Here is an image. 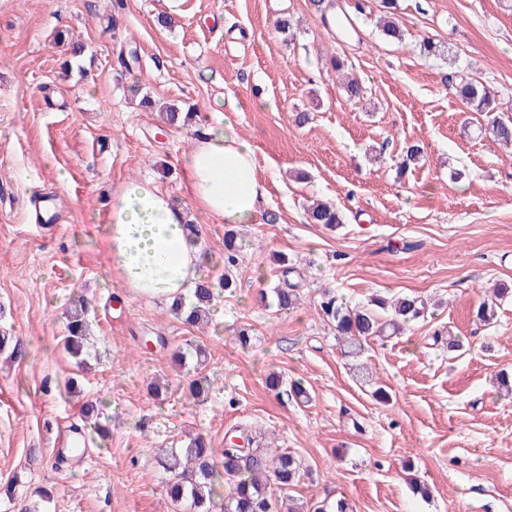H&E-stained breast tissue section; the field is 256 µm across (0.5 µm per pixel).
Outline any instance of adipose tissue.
<instances>
[{"mask_svg": "<svg viewBox=\"0 0 512 512\" xmlns=\"http://www.w3.org/2000/svg\"><path fill=\"white\" fill-rule=\"evenodd\" d=\"M188 190L202 214L224 224L252 223L266 201L254 150L223 113L182 158ZM190 215L152 181L125 183L114 196L104 243L112 275L138 297L167 302L190 294L204 260Z\"/></svg>", "mask_w": 512, "mask_h": 512, "instance_id": "1", "label": "adipose tissue"}]
</instances>
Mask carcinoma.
Instances as JSON below:
<instances>
[{
    "instance_id": "cac0c4a2",
    "label": "carcinoma",
    "mask_w": 512,
    "mask_h": 512,
    "mask_svg": "<svg viewBox=\"0 0 512 512\" xmlns=\"http://www.w3.org/2000/svg\"><path fill=\"white\" fill-rule=\"evenodd\" d=\"M457 96L468 112L488 116L486 132L500 145L512 146V121L497 116L503 111L496 95L483 83L466 81L456 89ZM308 219L313 224L335 225L342 223L337 209L328 202L316 201L307 208ZM224 278L214 284L209 280L199 284L189 303L179 301L172 312L179 316L187 311L184 322L198 324L208 317L215 300V287L226 291L233 285L230 267L236 263V238L227 233L224 237ZM512 293L509 288H496L494 299L483 300L476 309V317L491 323L497 314V301ZM296 285L273 289L272 300L281 310H288L299 301ZM320 308L333 323L344 356L355 359L361 356L373 337L392 335L403 324L424 316L426 305L417 297L398 298L388 302L376 297L366 304L351 305L326 289ZM90 322L84 301L73 302L66 313L64 346L72 357L85 361L89 355L88 335ZM204 350L196 345L192 350H180L175 360L186 364L196 359V378L189 383L190 393L199 396L208 389L210 378L202 373ZM86 414L95 417L94 433L105 438L110 425L99 417L95 405H86ZM168 473L165 491L177 510L186 512H276L275 500L293 487L301 477L302 463L294 455L277 448H253L251 442L238 444L231 440L222 448H212L197 436L185 448H173L160 460ZM229 493H224V485Z\"/></svg>"
}]
</instances>
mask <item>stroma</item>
<instances>
[{"label":"stroma","instance_id":"obj_1","mask_svg":"<svg viewBox=\"0 0 512 512\" xmlns=\"http://www.w3.org/2000/svg\"><path fill=\"white\" fill-rule=\"evenodd\" d=\"M116 1L0 0V512L43 492L42 512H172L157 458L192 434L214 448L247 435L296 454L305 474L289 495L305 512L341 496L354 512H512V396L497 383L512 373V302L493 323L474 316L492 285L512 284V148L456 96L473 79L512 103V0H397L400 43L382 40L377 0H339L358 28L350 40L313 0ZM161 13L172 25H158ZM60 30L84 44L69 74ZM425 38L435 54L421 52ZM338 57L364 99H348ZM136 83L193 108L196 125L229 115L268 191L254 222L234 228L235 284L200 328L122 288L101 246L128 180L192 202L181 161L195 125L137 106ZM412 144L424 155L402 168ZM43 189L57 194L64 223L31 220L28 198ZM314 197L335 204L342 224L308 223ZM195 222L209 256L202 275L218 280L226 227ZM280 254L301 293L290 310L259 301L282 277ZM327 288L352 302L416 295L431 305L370 341L362 360L373 384L348 369L319 307ZM80 296L95 335L81 370L63 348V312ZM146 336L167 348L144 350ZM452 337L463 350L449 351ZM190 342L204 345L213 381L200 401L171 359ZM272 370L302 381L311 401L269 390ZM376 384L389 403L372 398ZM91 401L111 416L110 436L61 457ZM411 476L428 498L412 493Z\"/></svg>","mask_w":512,"mask_h":512}]
</instances>
